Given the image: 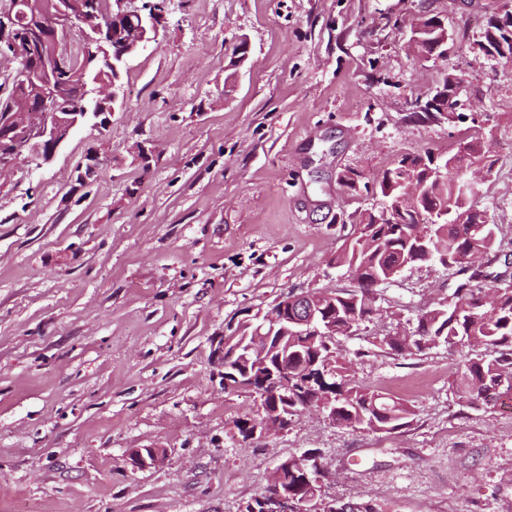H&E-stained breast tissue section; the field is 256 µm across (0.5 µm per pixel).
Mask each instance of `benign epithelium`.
I'll list each match as a JSON object with an SVG mask.
<instances>
[{"label": "benign epithelium", "instance_id": "obj_1", "mask_svg": "<svg viewBox=\"0 0 512 512\" xmlns=\"http://www.w3.org/2000/svg\"><path fill=\"white\" fill-rule=\"evenodd\" d=\"M142 5H136V2ZM167 0H23L25 21L13 11L0 13V42L18 64L19 79L29 87L28 93L0 112V142L9 150L0 154V173L16 165L18 147L23 145L30 155L49 163L71 132L89 117L102 119V113L53 112L52 100L66 95L65 77L75 80L94 66L105 70L123 67L147 43L155 39L164 19ZM488 25L498 28L492 43L476 44L486 57L512 63V3H503L501 14ZM440 39L428 51L421 47L419 37L423 22H417L406 42L410 53L435 64L448 58L456 45L454 33L442 21ZM81 38L95 50L77 58L75 39ZM315 297L298 294L285 300L266 319L292 326L291 333L301 335L317 316ZM301 470L322 484L323 469L319 455L307 451L295 456ZM262 512H330L323 494H313L300 506L297 498L274 487L261 499Z\"/></svg>", "mask_w": 512, "mask_h": 512}]
</instances>
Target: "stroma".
Listing matches in <instances>:
<instances>
[{
	"mask_svg": "<svg viewBox=\"0 0 512 512\" xmlns=\"http://www.w3.org/2000/svg\"><path fill=\"white\" fill-rule=\"evenodd\" d=\"M502 4L170 0L107 124L89 121L52 162L25 158L0 177V512H239L279 461L310 449L340 505L512 512V401L491 409L451 387L471 348L398 356L379 343L451 298L453 270L403 271L377 288L375 318L336 339L350 379L411 407L398 431L335 424L311 406L241 442L233 422L256 402L225 393L216 356L230 328L282 296L350 286L330 262L348 217L378 201L340 177L454 150L466 124L407 119L444 74L465 75L459 110L492 133L478 207L512 255V65L473 48ZM423 13L456 33L438 66L403 48ZM94 154L101 175L77 183ZM135 448L167 455L139 469Z\"/></svg>",
	"mask_w": 512,
	"mask_h": 512,
	"instance_id": "35a3bbf8",
	"label": "stroma"
}]
</instances>
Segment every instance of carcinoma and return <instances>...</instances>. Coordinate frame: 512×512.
<instances>
[{"label":"carcinoma","instance_id":"carcinoma-1","mask_svg":"<svg viewBox=\"0 0 512 512\" xmlns=\"http://www.w3.org/2000/svg\"><path fill=\"white\" fill-rule=\"evenodd\" d=\"M88 102L82 86L75 81L61 108L64 112L80 111ZM443 107H448L446 98L430 111L408 113V119L422 125L454 122L453 116L443 115ZM469 142L471 152L442 177L430 174L431 152L423 156L403 155L382 172L377 184L386 202H399L405 186L414 180L426 184L425 192L408 202L398 224L378 223L380 210L376 208L359 215L354 232L346 236L332 260L336 267L353 272L355 285L326 293L319 322L333 327L335 336H349L377 314L378 284L393 281L419 263L453 268L463 279L451 299L419 312L409 344L399 343L396 336L384 337L380 344L397 354L440 344L448 348L463 343L482 347L484 353L465 361L452 386L463 396L497 401L512 396V279L497 278L485 290L477 291L470 286L471 281L485 279L487 275L478 267L469 268L468 257L494 252L496 225L488 222L475 198L461 195L462 170L477 165L491 172L494 167L490 139L477 129ZM438 208L448 209V223L434 225L433 241L419 242L416 225L422 223V216ZM242 340L266 350L264 360L257 361L244 346L233 355L225 354L224 391L253 389L259 394L263 415L277 411L292 416L308 406L322 405L334 411L336 422L361 430L383 429L390 433L408 425L412 410L402 400L341 377L343 366L339 365L334 336H263L259 325L245 320L236 329L235 342ZM282 363L288 365L289 373L296 375L286 391L265 377V372ZM280 486L300 501L311 492L309 484L285 466Z\"/></svg>","mask_w":512,"mask_h":512}]
</instances>
